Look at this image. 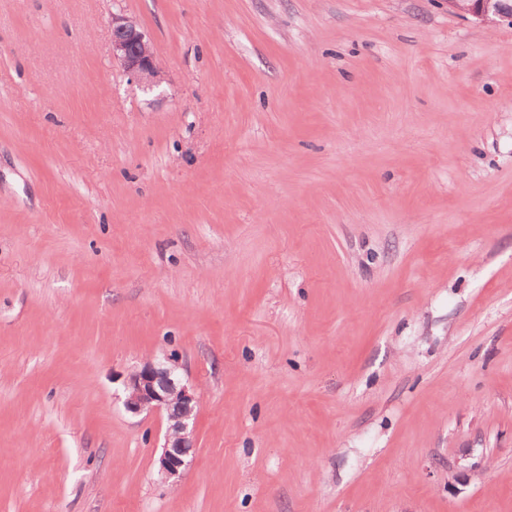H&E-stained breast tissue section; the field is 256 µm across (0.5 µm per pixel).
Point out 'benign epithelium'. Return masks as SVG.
Masks as SVG:
<instances>
[{
  "label": "benign epithelium",
  "mask_w": 512,
  "mask_h": 512,
  "mask_svg": "<svg viewBox=\"0 0 512 512\" xmlns=\"http://www.w3.org/2000/svg\"><path fill=\"white\" fill-rule=\"evenodd\" d=\"M448 4L485 24L495 25L501 20L512 23V0H448ZM112 57L133 82L156 86L163 79L145 33L124 15L112 16ZM124 388L129 412L164 414L167 427L156 460L157 473L165 482L179 478L194 448L193 423L198 406L195 389L183 382L176 360L154 356L126 377Z\"/></svg>",
  "instance_id": "obj_1"
}]
</instances>
